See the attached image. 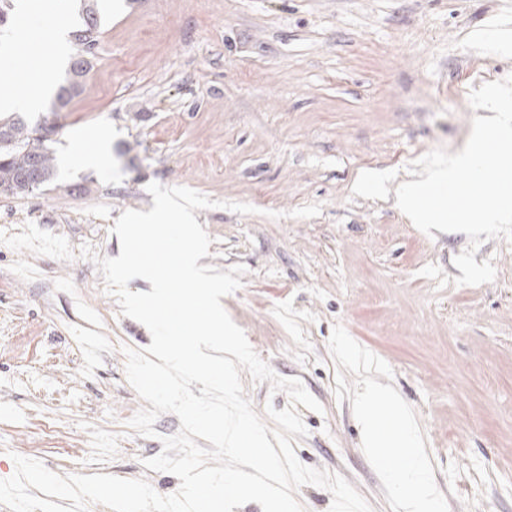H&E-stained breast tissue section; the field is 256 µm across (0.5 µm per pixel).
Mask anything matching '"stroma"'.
<instances>
[{
  "label": "stroma",
  "mask_w": 512,
  "mask_h": 512,
  "mask_svg": "<svg viewBox=\"0 0 512 512\" xmlns=\"http://www.w3.org/2000/svg\"><path fill=\"white\" fill-rule=\"evenodd\" d=\"M84 88L50 141L55 175L0 195V480L13 454L51 471L177 477L143 467L181 426L129 429L144 403L125 348L148 329L120 313L93 259L115 257L149 183L216 200L195 217L203 262L243 265L222 304L257 354L301 379L299 461L344 476L372 512H404L362 445L356 407L389 390L422 439L443 512H512V243H483L493 282L454 284L466 234L428 236L396 208L408 165L462 150L463 90L512 75L489 17L512 0H98ZM40 41L0 27V86L18 95ZM254 206L251 215L227 210ZM99 346L87 356V345Z\"/></svg>",
  "instance_id": "1"
}]
</instances>
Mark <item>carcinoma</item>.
<instances>
[{"label":"carcinoma","mask_w":512,"mask_h":512,"mask_svg":"<svg viewBox=\"0 0 512 512\" xmlns=\"http://www.w3.org/2000/svg\"><path fill=\"white\" fill-rule=\"evenodd\" d=\"M71 39L76 53L70 63L69 80L56 94L59 111L83 91L85 79L93 67L99 30L92 6H86L84 26L73 31ZM0 127L7 131V136L0 140V194L25 196L50 183L54 176V158L48 144L33 139L32 130L19 115L0 120Z\"/></svg>","instance_id":"obj_1"}]
</instances>
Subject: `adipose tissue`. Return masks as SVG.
I'll return each mask as SVG.
<instances>
[{
    "label": "adipose tissue",
    "mask_w": 512,
    "mask_h": 512,
    "mask_svg": "<svg viewBox=\"0 0 512 512\" xmlns=\"http://www.w3.org/2000/svg\"><path fill=\"white\" fill-rule=\"evenodd\" d=\"M359 411L367 451L402 499L405 512H438L439 503L424 461L422 442L405 413L398 406H391L393 427L384 433L379 428V412L370 395H363Z\"/></svg>",
    "instance_id": "adipose-tissue-1"
}]
</instances>
